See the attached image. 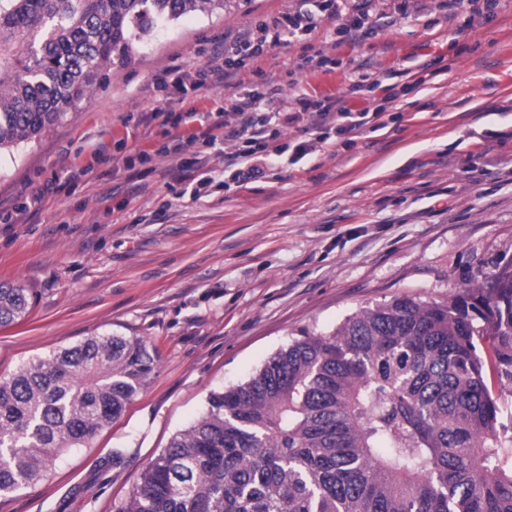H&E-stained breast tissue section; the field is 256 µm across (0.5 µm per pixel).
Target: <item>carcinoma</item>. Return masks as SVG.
I'll return each mask as SVG.
<instances>
[{
  "label": "carcinoma",
  "mask_w": 512,
  "mask_h": 512,
  "mask_svg": "<svg viewBox=\"0 0 512 512\" xmlns=\"http://www.w3.org/2000/svg\"><path fill=\"white\" fill-rule=\"evenodd\" d=\"M218 0H0V150L41 138L160 21ZM0 282V327L28 315ZM156 352L95 335L0 377V497L45 479L151 381ZM512 390V261L441 301L397 296L305 333L142 470L115 512H512L493 389Z\"/></svg>",
  "instance_id": "cac0c4a2"
}]
</instances>
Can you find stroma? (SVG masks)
Instances as JSON below:
<instances>
[{"label": "stroma", "mask_w": 512, "mask_h": 512, "mask_svg": "<svg viewBox=\"0 0 512 512\" xmlns=\"http://www.w3.org/2000/svg\"><path fill=\"white\" fill-rule=\"evenodd\" d=\"M296 7L234 0L159 23L61 125L0 152V281L33 297L28 317L0 328V376L94 335L135 336L159 355L118 419L0 512H112L210 393L301 332L403 294L445 299L512 260V0L474 25L472 0H367L375 34L354 41L326 20L186 95L204 115L281 83L276 107L293 121L263 175L226 183L227 141L163 153L181 73ZM361 73L374 85L354 88ZM300 96L374 116L354 143L302 156ZM181 161L207 176L202 190L171 175Z\"/></svg>", "instance_id": "stroma-1"}]
</instances>
